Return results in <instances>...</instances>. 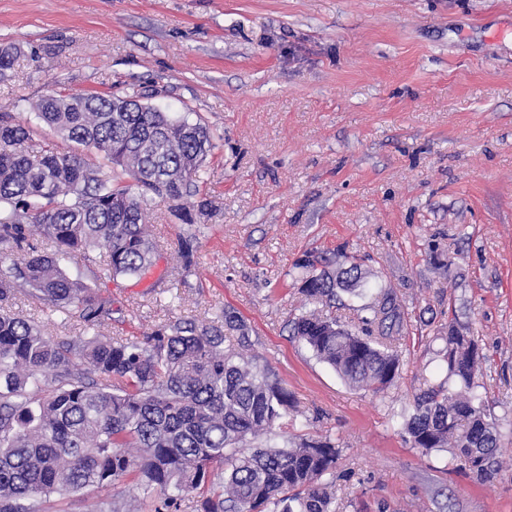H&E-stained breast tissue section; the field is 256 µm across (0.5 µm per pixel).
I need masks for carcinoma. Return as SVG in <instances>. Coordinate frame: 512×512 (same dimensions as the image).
<instances>
[{
  "label": "carcinoma",
  "mask_w": 512,
  "mask_h": 512,
  "mask_svg": "<svg viewBox=\"0 0 512 512\" xmlns=\"http://www.w3.org/2000/svg\"><path fill=\"white\" fill-rule=\"evenodd\" d=\"M18 51L0 47V79ZM122 96L54 91L35 104L39 119L72 143L66 152L25 147L31 130L0 114V250L20 258L0 265V512H37L52 495L132 479L154 512H179L188 493L199 512H336L339 444L329 435L271 438L283 420L303 415L266 365L224 349V331L251 346V329L233 312L224 327L179 318L143 341L106 338L112 298L62 261L97 250L94 278H139L156 243L148 199L173 202L197 192L213 144L197 122L174 121ZM94 148L132 183L92 168ZM38 230L45 251L30 242ZM299 290L314 309L288 321L295 338L347 384L374 393L400 375L394 342L408 313L390 289L341 322L324 313L369 288L361 264L335 270L309 252L297 261ZM78 312L80 334L53 342L7 309L17 292ZM441 350L447 374L416 394L403 427L412 447L448 450V468L479 481L495 475L496 423L473 389L478 347L469 330L448 322ZM142 451L132 459L127 449Z\"/></svg>",
  "instance_id": "cac0c4a2"
}]
</instances>
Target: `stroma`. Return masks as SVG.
<instances>
[{"label": "stroma", "instance_id": "35a3bbf8", "mask_svg": "<svg viewBox=\"0 0 512 512\" xmlns=\"http://www.w3.org/2000/svg\"><path fill=\"white\" fill-rule=\"evenodd\" d=\"M9 43L20 53L0 113L31 127L32 149L69 148L33 110L56 87L135 88L211 135L199 191L182 201L192 223L151 201L152 266L94 280L112 299L103 336L233 311L251 329L245 357L306 412L294 434L337 439V512H512V0H0ZM190 235L187 270L177 248ZM309 250L362 256L372 289L393 288L408 310L388 390L352 388L290 336ZM11 310L53 340L79 333L75 315L30 296ZM452 319L481 348L475 392L500 432L483 483L402 427L414 395L445 376ZM98 501L144 512L124 481L40 509Z\"/></svg>", "mask_w": 512, "mask_h": 512}]
</instances>
